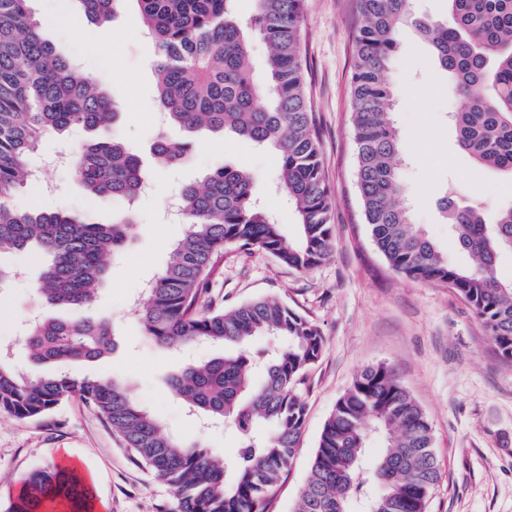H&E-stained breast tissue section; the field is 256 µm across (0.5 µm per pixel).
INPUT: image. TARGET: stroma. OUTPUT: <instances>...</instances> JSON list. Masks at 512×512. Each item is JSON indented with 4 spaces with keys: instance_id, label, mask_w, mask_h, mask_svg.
Listing matches in <instances>:
<instances>
[{
    "instance_id": "1",
    "label": "stroma",
    "mask_w": 512,
    "mask_h": 512,
    "mask_svg": "<svg viewBox=\"0 0 512 512\" xmlns=\"http://www.w3.org/2000/svg\"><path fill=\"white\" fill-rule=\"evenodd\" d=\"M30 7L43 36L75 60L80 74L93 75L108 91L122 114L115 135L133 151L146 150L158 134L150 65L156 49L141 31L135 0H126L111 20V38L93 52L86 41L99 29L86 20L77 0H31ZM360 24L355 0H304L302 52L332 196V254L302 272L261 249L231 248L210 284L212 300L224 308L275 298L313 322L323 337L322 355L300 387L307 404L302 444L266 512H294L327 417L358 374L380 363L394 371L432 426L441 478L427 512H512V365L502 361L472 309L448 286L396 273L363 222L350 85ZM399 42L391 79L412 218L452 261L466 266L470 258L455 247L439 210L444 190L454 186L457 198L475 199L492 214L512 204V177L478 166L459 149L449 116L461 107V98L449 94L447 74L433 63L413 27L400 30ZM221 165L260 175L264 205L294 230L293 208L269 188L279 167L277 152L233 135L200 136L184 167L153 174L150 191L136 206L135 236L111 263L87 309L88 315L110 320L114 350L70 371L77 377L118 378L167 431L230 461L240 446L236 428L188 413L167 385L187 362L223 355V346L202 341L187 354L162 350L145 335L137 315L146 283L161 273L172 244L186 230L167 222V200ZM46 180L53 194L30 185L15 192L13 205L71 211L98 224L112 223L123 209L120 201L85 195L69 169H49ZM0 265L24 272L0 291V349L26 370L30 364L19 345V327L38 308L39 261L21 250L0 255ZM71 460L93 491L96 512L178 510L174 491L137 466L105 418L73 397L39 421L0 414V512L29 473Z\"/></svg>"
}]
</instances>
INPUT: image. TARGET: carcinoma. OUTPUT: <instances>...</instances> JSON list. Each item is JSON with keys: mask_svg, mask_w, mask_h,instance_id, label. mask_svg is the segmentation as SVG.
Segmentation results:
<instances>
[{"mask_svg": "<svg viewBox=\"0 0 512 512\" xmlns=\"http://www.w3.org/2000/svg\"><path fill=\"white\" fill-rule=\"evenodd\" d=\"M30 0H0V253L36 249L45 265L35 286L44 305L30 323L25 350L35 366L92 362L111 350L105 320H61L58 306L89 305L137 224L134 203L149 181L141 157L110 134L119 112L105 88L76 74L72 61L41 33ZM95 24L115 14L119 0H77ZM237 0H137L138 20L152 38L160 111L189 133L234 134L280 157L276 190L294 208L297 235L288 237L259 201L258 177L221 166L183 190L185 233L147 290L138 310L145 335L164 348L207 340L228 352L191 363L168 385L191 409L230 421L241 433L232 466L197 443L164 433L114 377L66 371L25 375L0 353V413L38 420L72 395L96 408L134 461L174 491L180 512H265L282 473L300 448L306 404L298 385L323 350L319 328L275 298L226 310L206 302L224 249L261 248L281 264L308 271L334 249L330 190L307 96L301 54L303 0H253L243 18ZM351 74L357 184L371 240L401 275L448 285L475 312L498 354L512 364V282L498 278L512 254V206L486 217L474 205L448 207V232L473 260L448 262L412 222L400 178L402 157L388 75L410 22L430 43L448 88L465 102L452 116L459 147L493 170L512 173V0H448L442 20L414 19L410 0H356ZM268 45L261 69L248 58L253 37ZM81 127L99 133L72 156L74 179L96 200L129 201L119 221L92 224L68 212L21 211L10 204L29 183V162L43 136ZM190 140L159 135L151 147L160 168L184 164ZM273 336L288 344L268 353L251 342ZM372 436L384 442L374 465L362 453ZM440 477L432 427L393 371H361L337 400L313 455L296 512H425ZM89 491L76 471L53 466L31 472L8 512L88 508Z\"/></svg>", "mask_w": 512, "mask_h": 512, "instance_id": "cac0c4a2", "label": "carcinoma"}]
</instances>
